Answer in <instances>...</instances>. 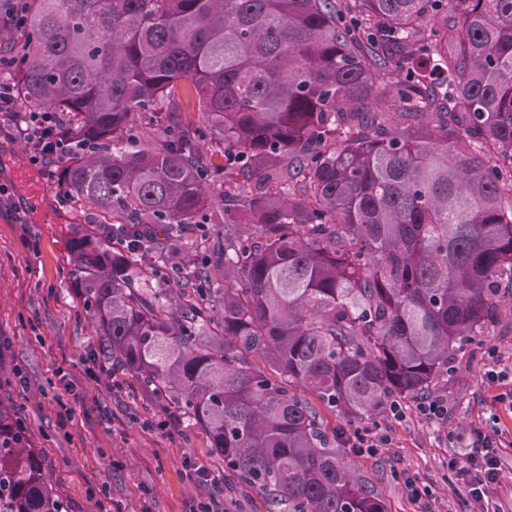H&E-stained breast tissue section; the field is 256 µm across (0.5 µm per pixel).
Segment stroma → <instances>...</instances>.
Here are the masks:
<instances>
[{
    "label": "stroma",
    "mask_w": 512,
    "mask_h": 512,
    "mask_svg": "<svg viewBox=\"0 0 512 512\" xmlns=\"http://www.w3.org/2000/svg\"><path fill=\"white\" fill-rule=\"evenodd\" d=\"M56 221L14 224L0 212V401L22 408L44 470L66 512H100L109 495L112 512H199L214 482L224 479V463L205 434L186 425L166 424L165 412L147 400L133 379L101 374L89 381L81 372L92 361L97 338L69 281L70 241L86 225L106 223L97 208L54 198ZM28 233L37 245L20 241ZM483 349L463 359L431 394L448 405L447 417L425 420L414 400L404 402L403 419L383 414L380 431L391 437L377 454L352 459L358 477L380 492L390 512H473L467 486L448 468L465 462L472 431L499 432L500 477L488 490L491 512H512V318L503 317L483 338ZM495 348L488 358L487 348ZM74 375L71 391L51 384L53 365ZM504 372L488 379L489 370ZM74 410L66 429L56 422V394ZM111 412L101 424L100 409ZM416 477L424 495L410 498L405 476Z\"/></svg>",
    "instance_id": "1"
}]
</instances>
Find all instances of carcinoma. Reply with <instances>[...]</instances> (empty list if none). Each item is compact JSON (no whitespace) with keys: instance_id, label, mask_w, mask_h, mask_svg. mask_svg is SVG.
Wrapping results in <instances>:
<instances>
[{"instance_id":"obj_1","label":"carcinoma","mask_w":512,"mask_h":512,"mask_svg":"<svg viewBox=\"0 0 512 512\" xmlns=\"http://www.w3.org/2000/svg\"><path fill=\"white\" fill-rule=\"evenodd\" d=\"M32 110L91 144L60 179L130 231L90 228L71 284L110 375L224 459V499L390 512L326 427L376 423L512 313V0H16ZM224 145L216 168L180 113ZM224 237L183 301L153 286L212 207ZM0 512H65L0 403ZM235 511L266 512V500L264 496L254 489L240 487L235 493Z\"/></svg>"}]
</instances>
